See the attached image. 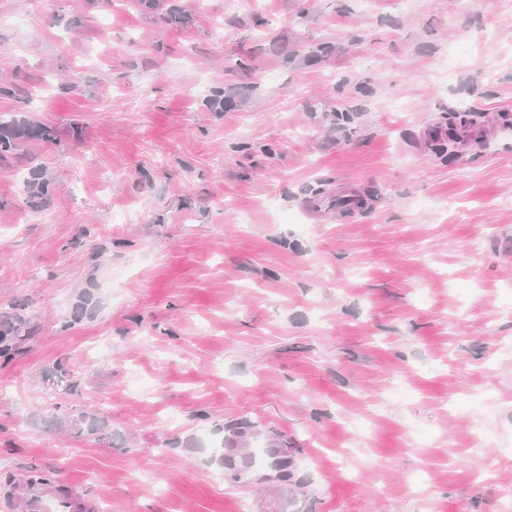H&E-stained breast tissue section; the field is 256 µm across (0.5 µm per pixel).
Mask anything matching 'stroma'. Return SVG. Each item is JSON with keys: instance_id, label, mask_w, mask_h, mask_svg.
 Masks as SVG:
<instances>
[{"instance_id": "stroma-1", "label": "stroma", "mask_w": 512, "mask_h": 512, "mask_svg": "<svg viewBox=\"0 0 512 512\" xmlns=\"http://www.w3.org/2000/svg\"><path fill=\"white\" fill-rule=\"evenodd\" d=\"M1 86L0 119L56 135L0 166V320L32 331L0 359V488L500 512L512 0H0ZM464 111L483 136L434 153L425 126ZM345 183L366 212L306 209ZM237 425L287 442L300 486L228 480Z\"/></svg>"}]
</instances>
